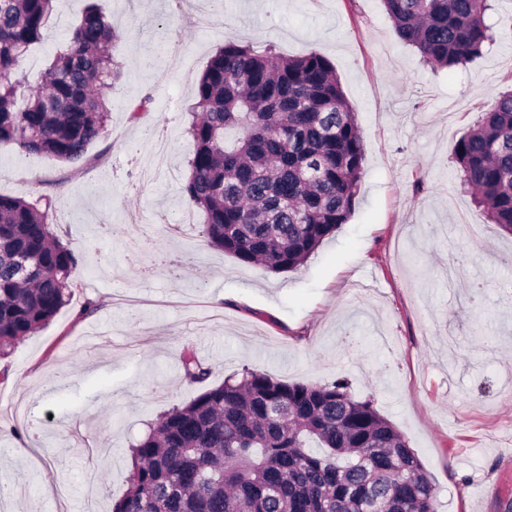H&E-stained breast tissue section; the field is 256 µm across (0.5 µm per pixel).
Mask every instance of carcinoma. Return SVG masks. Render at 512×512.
<instances>
[{"mask_svg":"<svg viewBox=\"0 0 512 512\" xmlns=\"http://www.w3.org/2000/svg\"><path fill=\"white\" fill-rule=\"evenodd\" d=\"M397 36L453 69L492 37L490 0H383ZM53 0H0V148L59 162L106 136L103 89L116 32L86 7L44 73L19 93L18 68L41 41ZM193 157L183 187L205 241L270 273L299 270L347 223L363 174L356 112L333 65L227 44L195 86ZM487 221L512 235V90L454 150ZM49 197L0 194V358L49 325L76 286L77 260L55 234ZM189 384L210 368L180 359ZM128 487L112 512H438L435 486L404 436L344 379L288 383L245 370L149 424L129 446Z\"/></svg>","mask_w":512,"mask_h":512,"instance_id":"obj_1","label":"carcinoma"}]
</instances>
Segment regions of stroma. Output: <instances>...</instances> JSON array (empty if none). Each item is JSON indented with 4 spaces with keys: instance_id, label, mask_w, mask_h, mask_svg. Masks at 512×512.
Instances as JSON below:
<instances>
[{
    "instance_id": "obj_1",
    "label": "stroma",
    "mask_w": 512,
    "mask_h": 512,
    "mask_svg": "<svg viewBox=\"0 0 512 512\" xmlns=\"http://www.w3.org/2000/svg\"><path fill=\"white\" fill-rule=\"evenodd\" d=\"M116 30L108 134L60 163L0 150V193L49 195L78 258L69 305L0 359V512H111L148 424L250 368L345 379L431 473L440 512L512 501V236L460 185L454 148L512 85V29L463 68L401 42L381 0H96ZM86 0H57L20 75L37 87ZM236 43L316 52L352 103L354 210L300 270L268 274L176 218L196 82ZM145 104L143 119L130 118ZM474 225L461 233L459 214ZM96 306L83 314L86 302ZM211 369L188 384L185 350Z\"/></svg>"
}]
</instances>
